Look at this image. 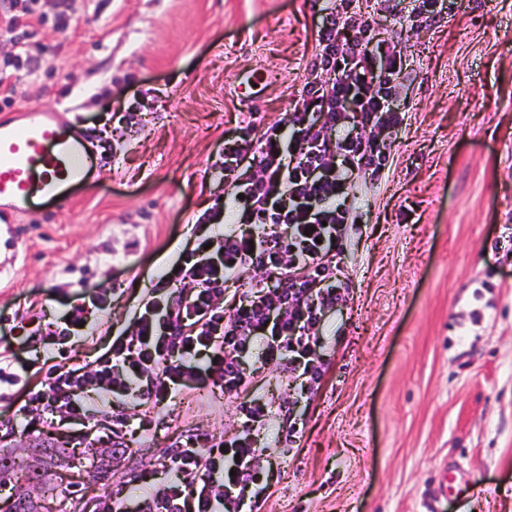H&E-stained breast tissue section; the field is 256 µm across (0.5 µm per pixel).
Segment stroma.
I'll list each match as a JSON object with an SVG mask.
<instances>
[{"instance_id":"obj_1","label":"stroma","mask_w":512,"mask_h":512,"mask_svg":"<svg viewBox=\"0 0 512 512\" xmlns=\"http://www.w3.org/2000/svg\"><path fill=\"white\" fill-rule=\"evenodd\" d=\"M323 0H38L67 9L72 31L45 25L46 65L15 107L80 112L102 182L76 190L71 210L34 204L21 218L17 260L0 274V317L29 305L60 320L81 298L112 307L100 335L129 324L183 249L197 217L224 194V133L269 126L298 98ZM415 0L380 21L413 81L395 105L406 126L387 146L381 179L358 176L336 278L346 306L316 335L320 383L241 360L243 384L186 390L145 410L158 428L133 435L110 464L112 419L81 471L64 470L33 405L38 436L9 437L1 455L38 449L47 489L95 504L118 484L136 500L163 482L158 460L194 434L226 440L245 426L239 406L259 397L269 421L252 436L266 500L259 512H512V0H457L416 28ZM262 78L260 89L248 83ZM131 112V128L113 112Z\"/></svg>"}]
</instances>
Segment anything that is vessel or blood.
Wrapping results in <instances>:
<instances>
[{"label":"vessel or blood","mask_w":512,"mask_h":512,"mask_svg":"<svg viewBox=\"0 0 512 512\" xmlns=\"http://www.w3.org/2000/svg\"><path fill=\"white\" fill-rule=\"evenodd\" d=\"M21 116L0 123V273L16 261L15 226L34 201L64 211L75 188L104 174L79 120H62L55 111Z\"/></svg>","instance_id":"1"}]
</instances>
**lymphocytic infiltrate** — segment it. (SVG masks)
I'll return each mask as SVG.
<instances>
[{"instance_id":"lymphocytic-infiltrate-1","label":"lymphocytic infiltrate","mask_w":512,"mask_h":512,"mask_svg":"<svg viewBox=\"0 0 512 512\" xmlns=\"http://www.w3.org/2000/svg\"><path fill=\"white\" fill-rule=\"evenodd\" d=\"M352 3L333 0L317 20L315 55L285 117L225 132L224 180L239 227L198 238L151 288L143 312L92 362L65 354L44 376L24 379L11 370L16 353L5 355L0 395L17 404L11 429L29 427L34 404L62 411L59 432L92 429L104 413L112 418L114 447H122L131 430L149 429L143 420L131 425L129 400L156 407L208 379L236 390L241 354L254 342L266 361H303L310 381H320L311 338L324 312L347 301L336 283V258L352 221L345 201L354 176L387 168L384 137L403 127L405 115L393 103L410 79L402 52L377 37L372 20L353 25ZM44 23L30 0H0V38L15 51L0 66V106L11 107L20 84L41 73L37 32ZM251 145L258 151L254 169L244 164ZM277 226L287 237L270 239ZM249 271L266 278L252 282L246 300L225 307L228 283ZM89 314L81 303L54 328L28 319L19 345L74 344ZM256 453L246 434L226 443L195 435L161 460L169 483L135 502L123 488L113 489L97 512H255L263 499L248 490Z\"/></svg>"}]
</instances>
